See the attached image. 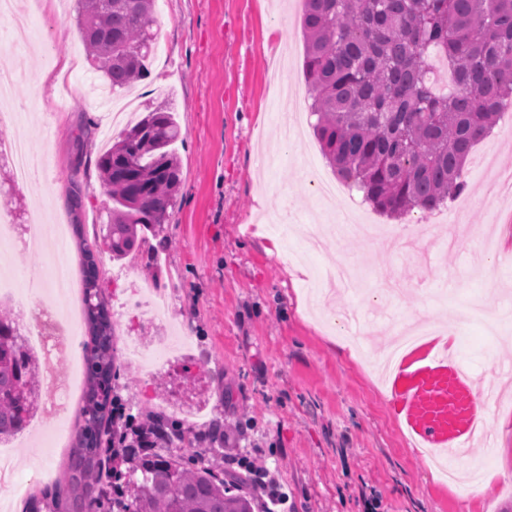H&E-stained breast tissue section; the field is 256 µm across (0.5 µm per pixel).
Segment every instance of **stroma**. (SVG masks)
<instances>
[{
  "instance_id": "stroma-1",
  "label": "stroma",
  "mask_w": 512,
  "mask_h": 512,
  "mask_svg": "<svg viewBox=\"0 0 512 512\" xmlns=\"http://www.w3.org/2000/svg\"><path fill=\"white\" fill-rule=\"evenodd\" d=\"M36 11L38 34L22 53L27 78L12 104L21 121L0 137L24 135L41 161L42 179L11 193L19 223L82 225L103 236L111 200L96 166L117 135L90 91L101 76L91 65L72 11ZM302 0H167L156 15L166 53L132 93L143 110L164 104L184 139L175 150L182 183L167 224L165 249L114 261L97 247L102 296L114 329L112 384L127 414L163 415L184 433L176 454L193 467L225 452L267 456L295 512H512V413L492 427L496 445L473 443L461 468L490 458L507 471L493 492H465L437 481L411 432L394 374L377 364L396 330L424 321L458 335L454 349L420 345L400 364L409 371L438 353L464 361L448 376L456 398L481 399L489 380L512 378V326L488 335L469 316L472 300L495 311L512 300V255L497 249L487 281L482 240L512 221V197L495 195V176L512 172V126L497 123L466 166L467 191L421 223L420 210L399 217L359 202L357 216L376 225L373 242L342 233L304 260V229L336 217L316 204L309 167L333 176L312 127L303 143H283L274 120L281 90L311 103L304 72ZM74 65L53 99L36 88L50 59ZM81 206L72 203L73 194ZM361 268L355 293L337 292L327 272L336 258ZM165 288L169 320L145 327L138 288ZM77 382L48 450L40 426L10 439L9 452L31 492L60 478L78 431ZM249 417L239 421L238 410Z\"/></svg>"
}]
</instances>
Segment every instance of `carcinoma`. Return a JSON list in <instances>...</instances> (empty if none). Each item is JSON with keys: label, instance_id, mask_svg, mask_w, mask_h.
Instances as JSON below:
<instances>
[{"label": "carcinoma", "instance_id": "obj_1", "mask_svg": "<svg viewBox=\"0 0 512 512\" xmlns=\"http://www.w3.org/2000/svg\"><path fill=\"white\" fill-rule=\"evenodd\" d=\"M76 11L86 49L113 91L145 78L155 0H76ZM301 25L310 109L334 171L390 215L431 212L462 195L474 146L512 100V0H304ZM433 50L453 74L446 92L430 78ZM181 136L173 113L159 106L98 157L112 200L103 241H112L113 259L150 246L146 231L168 220L181 183L173 148ZM72 228L91 346L77 446L49 512H95L92 476L114 404L112 321L94 252L82 225ZM39 392L37 359L19 341L15 319L0 314V442L26 426ZM242 483L205 466L189 470L164 450L129 474L133 494L119 508L254 512L252 499L235 492Z\"/></svg>", "mask_w": 512, "mask_h": 512}]
</instances>
